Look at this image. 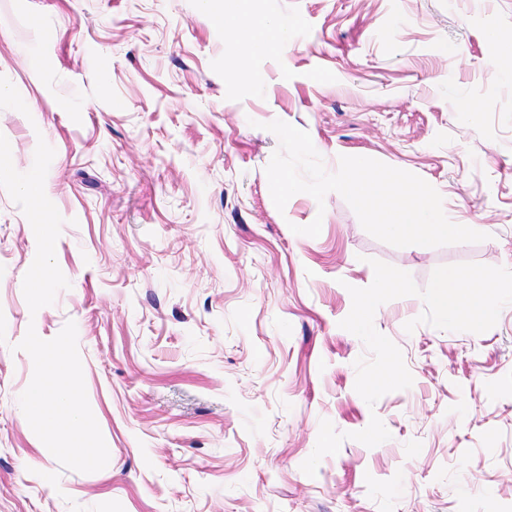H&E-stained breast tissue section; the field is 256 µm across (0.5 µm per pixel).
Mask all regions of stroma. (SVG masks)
Wrapping results in <instances>:
<instances>
[{
	"label": "stroma",
	"mask_w": 512,
	"mask_h": 512,
	"mask_svg": "<svg viewBox=\"0 0 512 512\" xmlns=\"http://www.w3.org/2000/svg\"><path fill=\"white\" fill-rule=\"evenodd\" d=\"M288 31L248 48L202 0H0V76L27 112L0 109L14 167L54 148L45 193L64 223L69 281L30 312L33 229L0 188V512H512V304L481 334L374 326L413 384L367 403L363 341L340 326L370 259L426 288L459 263L512 269V93L497 37L512 0H249ZM477 106L472 117L468 106ZM339 156L416 174L486 241L395 247L344 198L297 194L277 210L266 123ZM321 219L319 236L294 233ZM77 327L104 469L63 468L19 397L28 328ZM389 440H352L371 417ZM348 433L301 470L321 420Z\"/></svg>",
	"instance_id": "35a3bbf8"
}]
</instances>
